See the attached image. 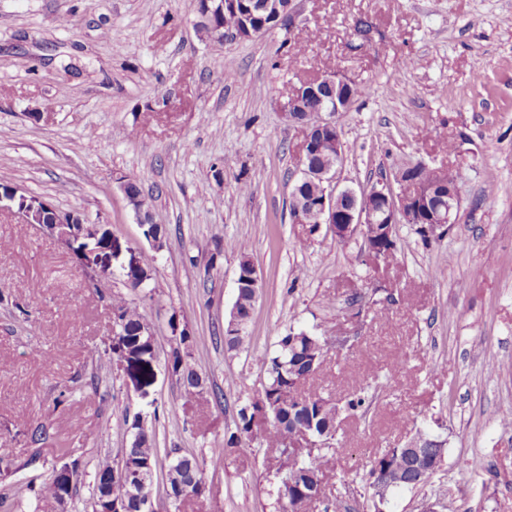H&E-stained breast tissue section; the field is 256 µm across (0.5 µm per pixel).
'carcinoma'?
Listing matches in <instances>:
<instances>
[{"mask_svg": "<svg viewBox=\"0 0 512 512\" xmlns=\"http://www.w3.org/2000/svg\"><path fill=\"white\" fill-rule=\"evenodd\" d=\"M155 256L140 253V265L132 267L125 274L128 286L139 288L143 268L153 266ZM255 301L250 288L239 290L235 306L239 317L235 327H225L224 343L234 349L242 344L249 310ZM112 307L121 311L119 331L112 340V362L124 364L129 356H145L155 350L153 332L145 326L146 319L139 308L124 297L112 298ZM169 364L171 371L188 393H200L204 390L205 380L188 362L190 346L193 340L187 328L172 336ZM324 358V343L317 336L301 330L290 331L281 337L278 349L272 356H265L261 363L267 374V382L258 398L250 405L240 409V422L237 433L228 437L226 445L231 448L239 443L243 436L249 437L257 431L253 424L255 411L264 406L276 413V420L263 429L265 441L277 445L285 432H291L299 426L310 431L317 447L311 449L298 463L297 470L288 467V458H282L279 481L274 488L279 512H288V506L302 499L303 493H317L314 478L324 474L327 453L339 452L333 448L336 436V415L342 411H354L361 407L362 399L350 400L341 408L331 399L305 389L306 383L320 369ZM137 433L131 446L123 449L121 458L114 462L106 457L96 470L93 500L103 493V481L107 473L123 468L130 477V496L127 512H138L137 503L153 496V476L146 472L145 465L158 464L159 449L155 448L151 437L138 423H133ZM168 458L167 483L175 499L183 500L202 495L205 486L206 469L194 457L179 454L176 450L166 452ZM419 458L404 448H390L370 461L365 488L372 491L374 505L381 504L383 493L396 489L412 487V481L418 475ZM58 498V486L50 479L44 483L38 493L42 507L55 512Z\"/></svg>", "mask_w": 512, "mask_h": 512, "instance_id": "1", "label": "carcinoma"}]
</instances>
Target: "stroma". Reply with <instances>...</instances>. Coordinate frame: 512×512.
<instances>
[{
  "label": "stroma",
  "mask_w": 512,
  "mask_h": 512,
  "mask_svg": "<svg viewBox=\"0 0 512 512\" xmlns=\"http://www.w3.org/2000/svg\"><path fill=\"white\" fill-rule=\"evenodd\" d=\"M294 5L289 30L221 44L199 32L193 0H0V183L146 250L127 176L167 230L152 280L132 292L121 268L89 280L55 237L0 210V460L12 464L0 512H36L40 486L73 461L83 480L69 510L92 512L96 463L120 459L136 421L160 451L201 465L224 451L203 495L181 504L157 469L155 512H276L274 451L224 441L266 381L256 355L301 329L327 343L308 389L365 399L340 424L343 454L309 512H371V459L420 430L444 459L384 512L436 499L445 512H512V0ZM360 19L370 41L354 34ZM326 69L361 90L337 117L342 183L447 166L461 202L448 234L425 243L398 225L394 260L375 265L362 239L292 223L303 131L282 105ZM244 255L262 288L246 341L230 350ZM116 294L131 295L157 338L144 394L98 356L112 344ZM183 326L206 380L197 396L168 364Z\"/></svg>",
  "instance_id": "obj_1"
}]
</instances>
